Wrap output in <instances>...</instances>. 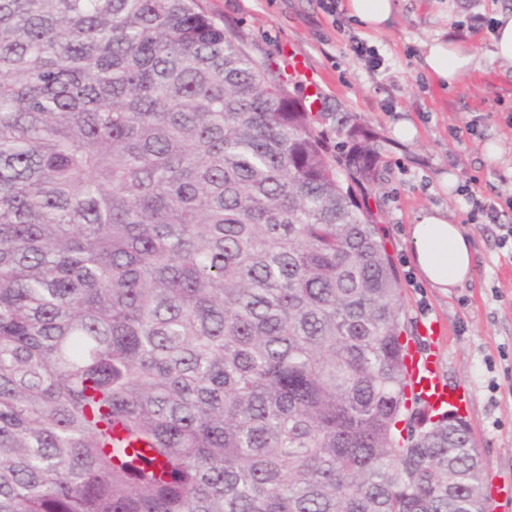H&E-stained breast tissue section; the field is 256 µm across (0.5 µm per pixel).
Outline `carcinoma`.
<instances>
[{"instance_id":"obj_1","label":"carcinoma","mask_w":512,"mask_h":512,"mask_svg":"<svg viewBox=\"0 0 512 512\" xmlns=\"http://www.w3.org/2000/svg\"><path fill=\"white\" fill-rule=\"evenodd\" d=\"M327 111L198 0H0V512H488Z\"/></svg>"}]
</instances>
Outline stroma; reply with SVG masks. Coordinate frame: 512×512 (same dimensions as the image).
<instances>
[{
	"instance_id": "35a3bbf8",
	"label": "stroma",
	"mask_w": 512,
	"mask_h": 512,
	"mask_svg": "<svg viewBox=\"0 0 512 512\" xmlns=\"http://www.w3.org/2000/svg\"><path fill=\"white\" fill-rule=\"evenodd\" d=\"M226 35L270 63L295 95L304 80L289 76L287 54L305 59L321 80L323 97L338 116L370 130L380 151L379 176L369 200L386 231L397 267L405 313L404 336L418 339L424 324L444 332L436 352L449 385L465 386V417L487 463L486 478L512 486V251L499 243L500 224L467 222L463 189L486 199L512 193V63L490 56L489 32L471 36L480 70L441 90L420 68V46L448 28L466 27L474 14L512 10V0H401L391 25L363 30L344 11L323 12L320 0H202ZM358 38L381 63L368 69L350 49ZM413 122L416 137L397 139L394 128ZM440 207L464 225L474 250V271L463 287L444 294L417 274L408 231L417 213Z\"/></svg>"
}]
</instances>
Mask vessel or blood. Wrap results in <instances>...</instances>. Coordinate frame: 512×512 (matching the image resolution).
Wrapping results in <instances>:
<instances>
[{"mask_svg":"<svg viewBox=\"0 0 512 512\" xmlns=\"http://www.w3.org/2000/svg\"><path fill=\"white\" fill-rule=\"evenodd\" d=\"M406 392L426 410L443 407H463L466 392L462 388L448 386L443 378L441 363L434 350L420 351L407 348L404 356Z\"/></svg>","mask_w":512,"mask_h":512,"instance_id":"1","label":"vessel or blood"}]
</instances>
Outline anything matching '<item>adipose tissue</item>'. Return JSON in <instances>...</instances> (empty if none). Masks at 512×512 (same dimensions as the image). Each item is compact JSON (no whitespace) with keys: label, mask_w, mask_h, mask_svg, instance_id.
<instances>
[{"label":"adipose tissue","mask_w":512,"mask_h":512,"mask_svg":"<svg viewBox=\"0 0 512 512\" xmlns=\"http://www.w3.org/2000/svg\"><path fill=\"white\" fill-rule=\"evenodd\" d=\"M345 8L364 30L378 32L393 18L395 0H347ZM421 67L442 89L454 87L478 67L471 45L459 35H441L422 45ZM413 261L421 276L443 293L462 287L473 274L472 240L447 212L420 210L410 228Z\"/></svg>","instance_id":"obj_1"}]
</instances>
